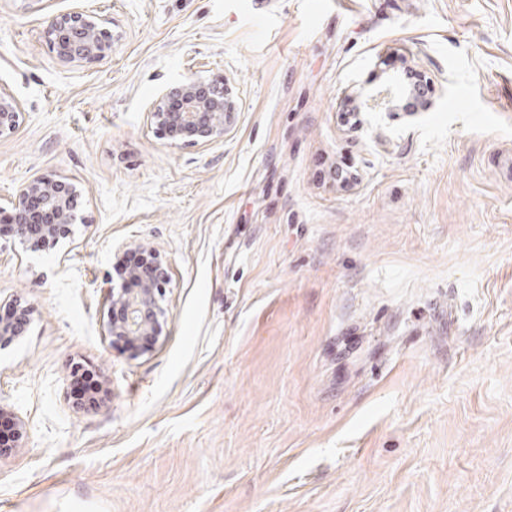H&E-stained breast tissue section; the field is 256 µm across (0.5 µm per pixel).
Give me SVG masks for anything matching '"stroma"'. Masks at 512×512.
Listing matches in <instances>:
<instances>
[{"label":"stroma","instance_id":"1","mask_svg":"<svg viewBox=\"0 0 512 512\" xmlns=\"http://www.w3.org/2000/svg\"><path fill=\"white\" fill-rule=\"evenodd\" d=\"M71 5L0 0V207L53 174L86 217L0 239V316L32 308L0 344V426L27 429L0 512H512V0H85L100 63L51 45ZM392 53L427 111L366 109ZM216 74L223 141L158 135L156 92ZM127 241L170 275L131 343L104 332ZM21 112L17 101L0 93V139L10 137L20 125Z\"/></svg>","mask_w":512,"mask_h":512}]
</instances>
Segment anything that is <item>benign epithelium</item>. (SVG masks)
<instances>
[{"label":"benign epithelium","mask_w":512,"mask_h":512,"mask_svg":"<svg viewBox=\"0 0 512 512\" xmlns=\"http://www.w3.org/2000/svg\"><path fill=\"white\" fill-rule=\"evenodd\" d=\"M47 32L58 57L65 63L100 62L112 53V40L101 28L92 10L78 4L70 10L53 14L46 19ZM400 88L395 82L367 100L370 109L389 105ZM179 98L178 112L169 110L173 98ZM236 104L224 82V76L211 79L185 77L170 83L155 95L148 106V118L157 133L174 142H217L233 124ZM21 112L17 101L9 94L0 93V139L15 133L20 125ZM78 186L52 175L32 179L22 185L13 200L10 211L4 213L7 221L0 224V233L10 236L22 249L36 253L50 240L73 234L78 223ZM143 254L142 266H119L121 280L134 279L137 288H112L110 305L123 310L118 321L108 319L106 333L115 340L128 342L161 334L166 322V309L160 300L169 283V271L160 252L141 242H129L115 249L117 257L127 253ZM26 436L25 423L17 419L9 437L0 433V456L21 447Z\"/></svg>","instance_id":"1"}]
</instances>
